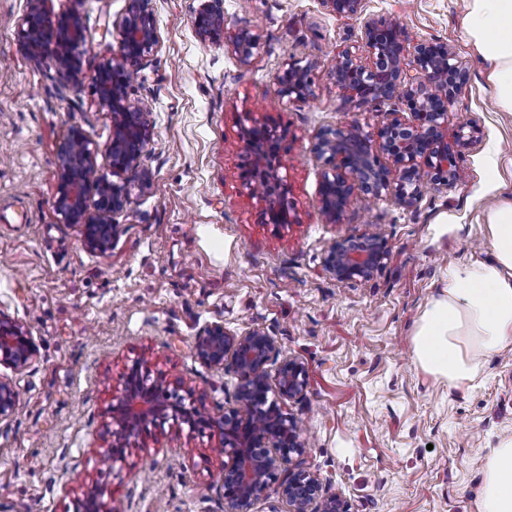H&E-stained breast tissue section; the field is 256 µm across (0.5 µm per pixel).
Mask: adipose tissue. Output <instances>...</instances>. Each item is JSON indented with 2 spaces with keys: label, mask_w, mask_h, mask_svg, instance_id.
<instances>
[{
  "label": "adipose tissue",
  "mask_w": 512,
  "mask_h": 512,
  "mask_svg": "<svg viewBox=\"0 0 512 512\" xmlns=\"http://www.w3.org/2000/svg\"><path fill=\"white\" fill-rule=\"evenodd\" d=\"M465 36L485 65L501 111L512 112V0H464ZM492 260L448 267V283L428 303L413 335V359L423 372L470 386L486 355L512 346V199L483 213ZM476 512H512V438L483 464Z\"/></svg>",
  "instance_id": "ef3b65f1"
}]
</instances>
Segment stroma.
<instances>
[{"label":"stroma","instance_id":"35a3bbf8","mask_svg":"<svg viewBox=\"0 0 512 512\" xmlns=\"http://www.w3.org/2000/svg\"><path fill=\"white\" fill-rule=\"evenodd\" d=\"M160 47L139 71L133 98L152 112L143 162L150 190L133 191L112 251L89 252L79 227L55 206L56 152L81 127L102 174L112 118L88 80L112 53V22L125 0H84L85 80L65 82L48 60L19 50L26 0H0V311L22 323L39 350L14 375L15 415L0 422V512H74L64 486L98 481L117 512H224L215 491L223 457L218 436L188 438L177 425L153 428L111 471L98 453L111 439L112 391L139 355L181 381L216 412L231 406L236 379L192 354L200 328L219 322L276 336L308 370L291 413L306 425L297 461L317 474L349 512H474L483 461L512 436V349L485 357L467 388L418 369L412 337L448 266L491 259L483 208L501 194L488 159L512 185V114L500 111L463 36L464 0H365L417 38L454 45L470 82L448 111V128L475 122L480 139L460 160L451 190L424 189L411 207L357 197L340 223L318 210L323 166L316 132L350 121L373 129L380 108L350 102L331 67L356 43L361 21L339 18L321 0H224L229 26L254 25L259 54L242 64L224 43L201 41L197 0H155ZM318 63L311 98L281 104L274 76L290 55ZM254 112L288 131L283 173L299 222L262 223L240 186L235 118ZM382 226L390 253L366 282L341 285L322 270L341 236Z\"/></svg>","mask_w":512,"mask_h":512}]
</instances>
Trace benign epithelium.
<instances>
[{"instance_id": "7a95c632", "label": "benign epithelium", "mask_w": 512, "mask_h": 512, "mask_svg": "<svg viewBox=\"0 0 512 512\" xmlns=\"http://www.w3.org/2000/svg\"><path fill=\"white\" fill-rule=\"evenodd\" d=\"M50 0H27L21 19L19 48L31 59L49 56L60 73L77 82L83 75L86 34L80 5L51 13ZM339 18L362 19L361 37L354 48L336 56V84L359 105L378 104L397 97L410 117L385 112L369 131L357 122L329 126L314 136L311 151L325 170L319 186V210L327 224L341 221L355 197H395L413 206L426 188H453L461 179L458 159L479 138L480 130L464 123L448 133V110L469 82L464 61L446 42L410 36L406 24L391 16H364V0H322ZM116 50L90 76L100 108L112 116V140L107 162L114 180L100 173L95 153L83 132L71 128L58 148L55 207L63 221L82 229L83 244L93 253L112 250L123 232L116 216L131 204V185L151 188L152 172L142 156L152 143L150 112L131 98V76L156 52L160 39L154 0H127L124 13L113 23ZM194 27L203 41L228 44L239 61L250 63L260 50V36L251 25L228 30L223 0H198ZM313 61L290 57L275 76L279 100L302 101L311 94ZM238 140L247 163L239 181L261 207L263 223L287 229L299 223L288 199L290 186L281 174L286 129L253 112L237 117ZM389 253L381 229L340 237L328 245L325 271L337 282L371 278ZM38 353L30 332L0 311V368L20 373ZM194 357L236 378L234 404L220 415L195 404L193 392L153 374L152 360L141 355L126 364L121 388L112 395V433L100 457L114 465L143 435L169 420L188 427V437L215 431L220 437L223 464L224 512H253L267 496L281 470L277 493L288 512H347L338 496L324 493L320 478L292 465L293 455L306 448L304 423L285 404L300 399L308 371L296 358L283 354L276 337L260 330L231 332L221 323L199 330ZM16 407L12 380L0 374V421ZM75 512H112L96 481L76 491Z\"/></svg>"}]
</instances>
